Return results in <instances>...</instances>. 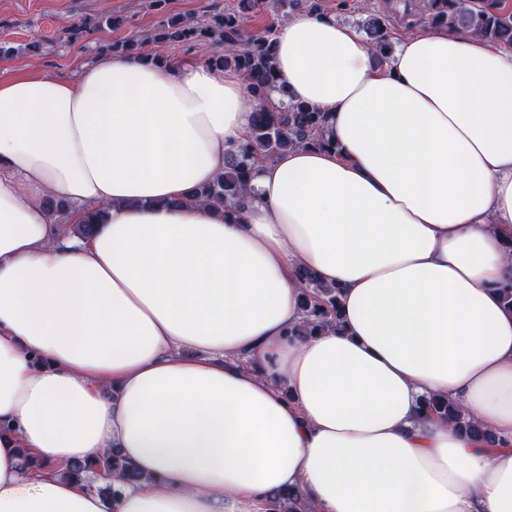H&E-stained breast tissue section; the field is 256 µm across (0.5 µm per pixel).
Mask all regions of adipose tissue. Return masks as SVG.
<instances>
[{"instance_id":"1","label":"adipose tissue","mask_w":512,"mask_h":512,"mask_svg":"<svg viewBox=\"0 0 512 512\" xmlns=\"http://www.w3.org/2000/svg\"><path fill=\"white\" fill-rule=\"evenodd\" d=\"M276 55L333 146L259 163L230 217L197 192L248 133L241 74L0 81V512H512V49L425 27L382 62L300 12ZM299 267L338 327L291 335ZM114 449L143 476L116 499L58 474ZM423 411L448 421L453 429L474 436L489 437L479 426L478 422L466 414L458 405L448 402V399L435 395L424 398Z\"/></svg>"}]
</instances>
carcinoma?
Instances as JSON below:
<instances>
[{"label":"carcinoma","instance_id":"1","mask_svg":"<svg viewBox=\"0 0 512 512\" xmlns=\"http://www.w3.org/2000/svg\"><path fill=\"white\" fill-rule=\"evenodd\" d=\"M257 9L288 17V11L305 9L320 13L311 0H239V9L217 16L207 27H195L179 16L168 20V28L153 36L155 54L133 52L134 43L108 45L106 49L125 53L140 61L155 62L162 58L161 49L168 43L186 45L209 43L215 54L208 64L239 72L247 81L249 96L254 102L251 128L246 138L228 152L224 172L203 187L198 198L212 205L233 208L242 203L250 187L253 170L261 160L272 158L297 146L313 145L330 148L333 143L324 135L326 114L303 102L276 101L274 93L287 96L276 71V24L268 25L258 34H246L245 16ZM418 22L450 30L465 29L493 43L512 46V6L507 0H422ZM368 45L378 58H384L393 48L391 32L380 16L369 17L362 23ZM304 286L301 303L303 323L292 330L296 336H308L339 324V290L320 282L309 270H297ZM423 411L448 421L453 429L474 436H487L478 422L458 405L435 395L424 398ZM117 473L125 482L142 481L116 455H106L90 462L74 463L59 471L64 478L83 473ZM279 512H310L300 492L281 495Z\"/></svg>","mask_w":512,"mask_h":512}]
</instances>
